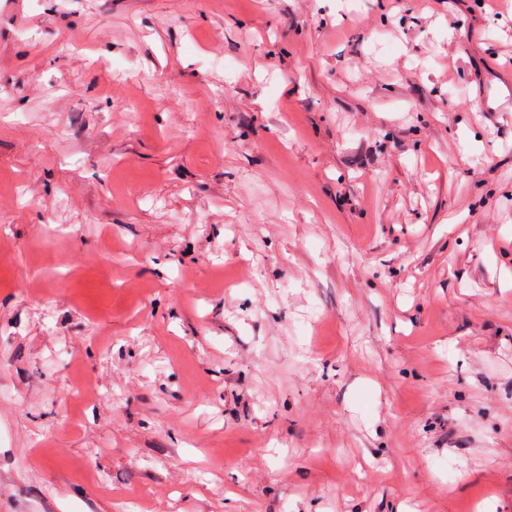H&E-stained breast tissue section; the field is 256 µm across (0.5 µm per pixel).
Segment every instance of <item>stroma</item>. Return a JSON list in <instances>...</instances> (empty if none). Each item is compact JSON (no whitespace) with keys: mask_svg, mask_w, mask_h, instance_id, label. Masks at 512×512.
<instances>
[{"mask_svg":"<svg viewBox=\"0 0 512 512\" xmlns=\"http://www.w3.org/2000/svg\"><path fill=\"white\" fill-rule=\"evenodd\" d=\"M512 5L0 0V512H512Z\"/></svg>","mask_w":512,"mask_h":512,"instance_id":"1","label":"stroma"}]
</instances>
